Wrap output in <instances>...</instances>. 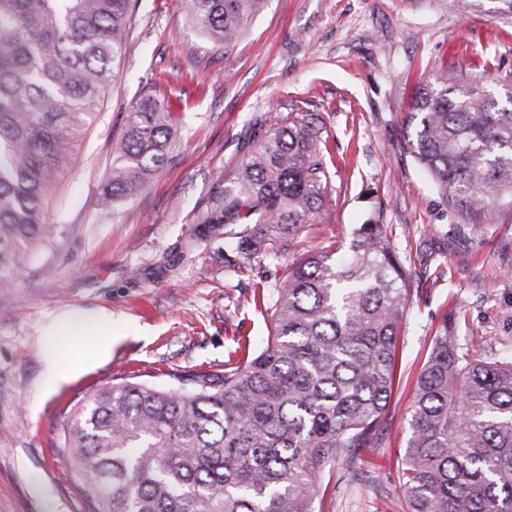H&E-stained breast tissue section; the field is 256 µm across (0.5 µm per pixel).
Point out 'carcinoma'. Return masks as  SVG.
Here are the masks:
<instances>
[{
  "instance_id": "obj_1",
  "label": "carcinoma",
  "mask_w": 512,
  "mask_h": 512,
  "mask_svg": "<svg viewBox=\"0 0 512 512\" xmlns=\"http://www.w3.org/2000/svg\"><path fill=\"white\" fill-rule=\"evenodd\" d=\"M138 0H0V288L62 225L45 202L71 171L111 82ZM267 0H186L229 47ZM505 102L476 82L423 85L410 153L450 210L477 220L512 198V73ZM178 124L141 97L123 115L102 201L115 207L164 166ZM321 127L271 124L214 196L198 235L224 237V270L251 269L312 223L328 187ZM410 273L386 225H359L339 256L287 264L262 294L266 343L215 372L157 388L130 377L87 396L62 448L89 512H314L334 468L380 448ZM400 488L409 512H512V359L433 338L414 388Z\"/></svg>"
}]
</instances>
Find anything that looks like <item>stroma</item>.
I'll return each mask as SVG.
<instances>
[{
	"label": "stroma",
	"mask_w": 512,
	"mask_h": 512,
	"mask_svg": "<svg viewBox=\"0 0 512 512\" xmlns=\"http://www.w3.org/2000/svg\"><path fill=\"white\" fill-rule=\"evenodd\" d=\"M512 71V13L501 0H268L233 46L194 29L183 0H139L94 124L50 197L64 232L37 247L15 287L0 288V512H87L61 452L73 406L123 375L162 386L170 372H212L237 343L261 348L270 322L253 302L284 264L348 240L380 213L405 267L411 300L383 447L366 449L315 512H408L399 489L412 393L442 327L490 358L512 356V205L480 222L444 210L410 154V105L440 74L480 76L486 59ZM189 116L169 161L116 210L99 206L121 114L141 95ZM309 114L331 162L323 207L268 272L224 269L223 238L197 228L225 175L272 117ZM106 308L122 341L107 364L42 398L37 336L55 312ZM45 494H34L31 476Z\"/></svg>",
	"instance_id": "1"
}]
</instances>
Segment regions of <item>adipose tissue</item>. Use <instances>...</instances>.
<instances>
[{"label": "adipose tissue", "instance_id": "obj_1", "mask_svg": "<svg viewBox=\"0 0 512 512\" xmlns=\"http://www.w3.org/2000/svg\"><path fill=\"white\" fill-rule=\"evenodd\" d=\"M114 341L110 312L76 306L56 313L38 336L43 398L109 361Z\"/></svg>", "mask_w": 512, "mask_h": 512}]
</instances>
